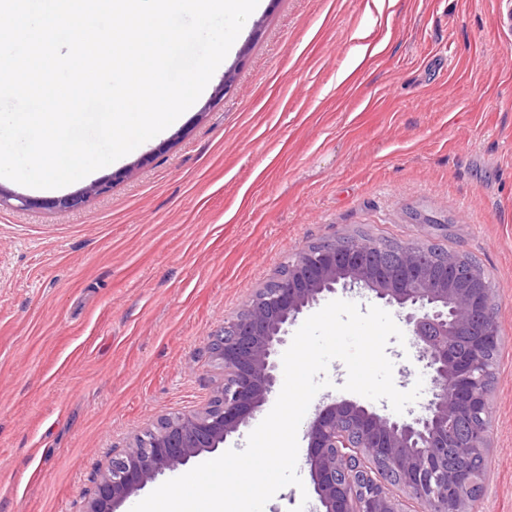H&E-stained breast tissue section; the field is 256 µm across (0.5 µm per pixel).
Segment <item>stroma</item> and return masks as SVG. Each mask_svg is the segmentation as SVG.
Returning a JSON list of instances; mask_svg holds the SVG:
<instances>
[{
    "label": "stroma",
    "mask_w": 512,
    "mask_h": 512,
    "mask_svg": "<svg viewBox=\"0 0 512 512\" xmlns=\"http://www.w3.org/2000/svg\"><path fill=\"white\" fill-rule=\"evenodd\" d=\"M503 0H261L180 123L68 186L1 179L0 512H81L112 451L208 402L209 343L289 256L430 240L492 284L502 350L473 506L512 512V30ZM233 83L222 89L225 71ZM126 170L78 208L45 207ZM398 390L424 371L389 340Z\"/></svg>",
    "instance_id": "stroma-1"
}]
</instances>
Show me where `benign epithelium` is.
<instances>
[{
  "mask_svg": "<svg viewBox=\"0 0 512 512\" xmlns=\"http://www.w3.org/2000/svg\"><path fill=\"white\" fill-rule=\"evenodd\" d=\"M124 177L121 170L48 205L77 208L86 196L103 195ZM370 249L363 239L339 237L289 259L287 271L257 289L244 313L212 340L224 374L208 403L160 419L112 452L83 512H118L158 477L223 447L279 385L288 327L306 308L340 289L366 292L404 313L432 390L425 414L412 419L381 415L343 398L318 409L306 430V462L319 512H405L393 487L416 501L419 512H471L473 479L467 462L484 455L491 435L486 373L480 370L498 329L491 283L463 253H448L447 270L468 267L461 285L450 288L448 275L417 266L415 245L401 246L399 261L390 269L372 266Z\"/></svg>",
  "mask_w": 512,
  "mask_h": 512,
  "instance_id": "7a95c632",
  "label": "benign epithelium"
}]
</instances>
